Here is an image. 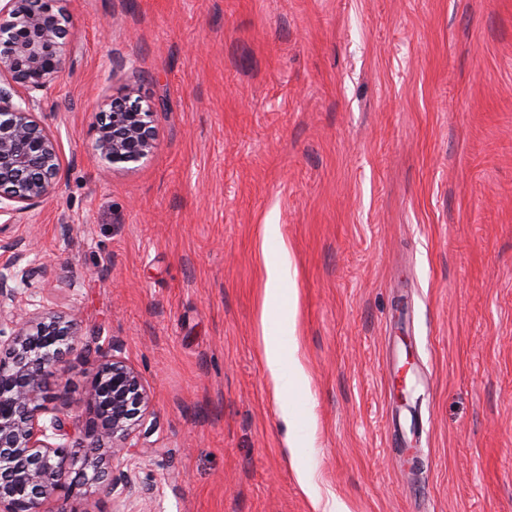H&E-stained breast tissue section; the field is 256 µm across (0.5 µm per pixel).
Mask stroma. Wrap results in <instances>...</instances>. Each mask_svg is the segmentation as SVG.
Returning a JSON list of instances; mask_svg holds the SVG:
<instances>
[{"mask_svg":"<svg viewBox=\"0 0 512 512\" xmlns=\"http://www.w3.org/2000/svg\"><path fill=\"white\" fill-rule=\"evenodd\" d=\"M38 118L62 178L4 236L55 265L26 291L150 392L123 463L135 512H512V0H71ZM132 92L156 147L102 171L96 112ZM291 297L264 314L281 242ZM297 342L279 386L263 338ZM406 344L412 477L388 425ZM292 422H285L283 403ZM311 487H304L302 477ZM264 233L266 238L281 242L279 225H264ZM266 275L265 298L267 308V304L277 300L281 292L285 290L287 282L288 285L290 282V254L284 243L281 242L280 251L276 258L267 263ZM297 350L296 343H293L292 350L288 353V380L284 383V358L279 349L278 344L269 342L268 336H264V361L270 374L276 381L283 382L284 385H288V388H293L296 384L306 382L308 376L304 370V367L299 360L294 356Z\"/></svg>","mask_w":512,"mask_h":512,"instance_id":"obj_1","label":"stroma"}]
</instances>
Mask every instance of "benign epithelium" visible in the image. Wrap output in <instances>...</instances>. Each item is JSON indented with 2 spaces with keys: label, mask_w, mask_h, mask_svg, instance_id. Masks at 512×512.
Segmentation results:
<instances>
[{
  "label": "benign epithelium",
  "mask_w": 512,
  "mask_h": 512,
  "mask_svg": "<svg viewBox=\"0 0 512 512\" xmlns=\"http://www.w3.org/2000/svg\"><path fill=\"white\" fill-rule=\"evenodd\" d=\"M69 0H0V216L39 206L61 176L58 141L36 115L37 93L60 71L70 16ZM96 151L105 168L128 169L155 148L154 112L128 96L97 114ZM11 258L0 264V512H46L63 491L91 484L134 502L145 487L131 473L113 475L111 460L146 456L149 444L133 441L149 397L138 373L120 357L101 356L86 391L90 419L77 424L46 413L47 377L65 370L82 339L76 324L52 312L18 308L20 285L48 280L56 270L28 261L29 248L0 244Z\"/></svg>",
  "instance_id": "1"
}]
</instances>
